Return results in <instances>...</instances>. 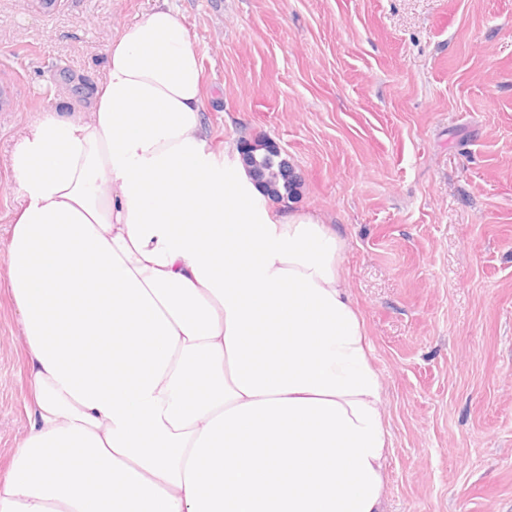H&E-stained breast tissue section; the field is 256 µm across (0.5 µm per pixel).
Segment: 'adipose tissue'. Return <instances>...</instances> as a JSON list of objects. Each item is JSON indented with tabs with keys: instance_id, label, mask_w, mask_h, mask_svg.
Wrapping results in <instances>:
<instances>
[{
	"instance_id": "ef3b65f1",
	"label": "adipose tissue",
	"mask_w": 512,
	"mask_h": 512,
	"mask_svg": "<svg viewBox=\"0 0 512 512\" xmlns=\"http://www.w3.org/2000/svg\"><path fill=\"white\" fill-rule=\"evenodd\" d=\"M87 98L12 154L32 407L0 512H384L382 382L340 231L272 212L209 150L167 0Z\"/></svg>"
}]
</instances>
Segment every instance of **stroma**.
I'll use <instances>...</instances> for the list:
<instances>
[{
	"mask_svg": "<svg viewBox=\"0 0 512 512\" xmlns=\"http://www.w3.org/2000/svg\"><path fill=\"white\" fill-rule=\"evenodd\" d=\"M156 0H0V476L30 429L9 295L19 133L81 115ZM225 169L274 141L345 240L391 434L386 512H512V0H170Z\"/></svg>",
	"mask_w": 512,
	"mask_h": 512,
	"instance_id": "obj_1",
	"label": "stroma"
}]
</instances>
